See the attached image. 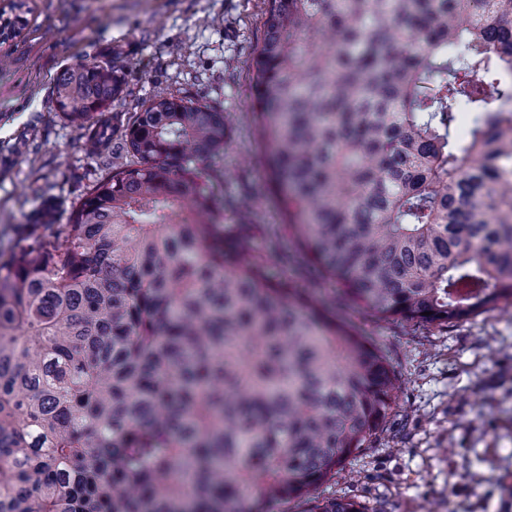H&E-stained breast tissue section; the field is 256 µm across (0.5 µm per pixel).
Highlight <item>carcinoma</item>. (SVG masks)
I'll return each instance as SVG.
<instances>
[{
    "label": "carcinoma",
    "instance_id": "obj_1",
    "mask_svg": "<svg viewBox=\"0 0 512 512\" xmlns=\"http://www.w3.org/2000/svg\"><path fill=\"white\" fill-rule=\"evenodd\" d=\"M263 28L281 224L224 223V110L159 91L124 122L112 65L56 76L86 152L128 160L0 256V512H367L324 486L398 376L341 300L439 327L512 305V0H267ZM284 232L330 290L272 275Z\"/></svg>",
    "mask_w": 512,
    "mask_h": 512
}]
</instances>
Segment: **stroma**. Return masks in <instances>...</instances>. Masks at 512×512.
<instances>
[{
  "instance_id": "stroma-1",
  "label": "stroma",
  "mask_w": 512,
  "mask_h": 512,
  "mask_svg": "<svg viewBox=\"0 0 512 512\" xmlns=\"http://www.w3.org/2000/svg\"><path fill=\"white\" fill-rule=\"evenodd\" d=\"M28 5L21 36L0 45V241L46 201L55 223H67L87 187L126 161L88 155L80 130L56 110V74L85 57L119 69L123 117L159 90L223 108L224 220L245 203L253 223H280L278 200L262 190L252 81L267 0ZM342 313L388 352L402 385L374 446L326 493L369 512H512V306L449 327L380 320L348 305Z\"/></svg>"
}]
</instances>
